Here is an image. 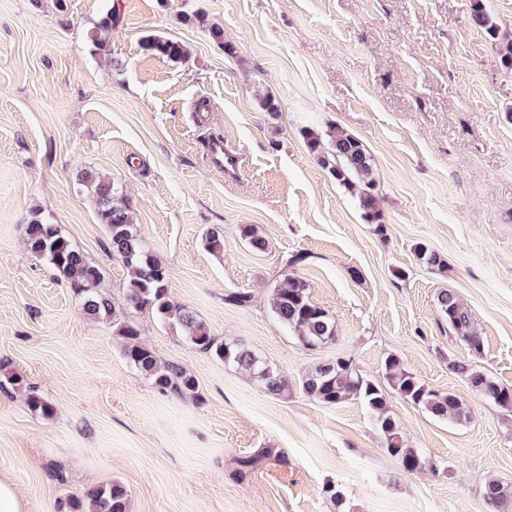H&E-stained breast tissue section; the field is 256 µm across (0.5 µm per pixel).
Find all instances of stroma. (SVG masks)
I'll use <instances>...</instances> for the list:
<instances>
[{
	"mask_svg": "<svg viewBox=\"0 0 512 512\" xmlns=\"http://www.w3.org/2000/svg\"><path fill=\"white\" fill-rule=\"evenodd\" d=\"M472 2L0 0V359L56 409L45 420L0 392V477L27 512H56L58 498L114 480L131 512H485L486 482L512 484V413L448 368L464 361L512 385V70L472 24ZM112 8L120 22L100 54L90 35ZM149 35L183 43L187 57L147 53ZM330 125L371 154L386 235L308 151L303 127ZM212 134L239 155L238 177L209 164ZM86 168L122 187L168 268L170 299L281 368L286 394L130 311L159 359L196 379L197 397L161 395L26 250L37 210L122 302L126 270L78 183ZM247 224L265 251L241 238ZM217 225L224 250L212 253L202 237ZM420 243L445 271L417 262ZM286 271L333 317L334 345L305 349L276 320L270 288ZM446 290L470 308L480 350L449 335ZM234 291L251 304H226ZM391 353L471 409L456 425L392 397L428 464L419 472L386 452L361 404L326 406L300 384L339 354L379 378Z\"/></svg>",
	"mask_w": 512,
	"mask_h": 512,
	"instance_id": "1",
	"label": "stroma"
}]
</instances>
